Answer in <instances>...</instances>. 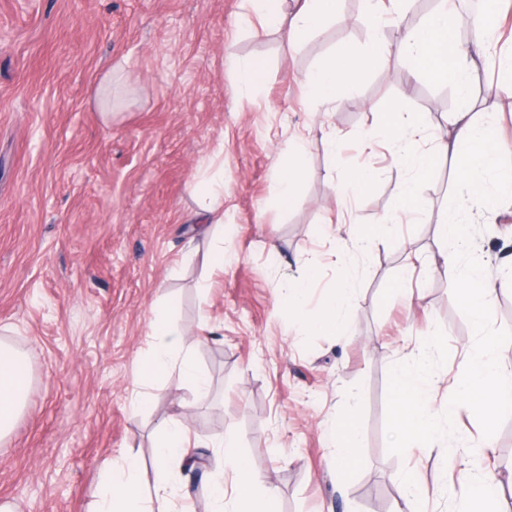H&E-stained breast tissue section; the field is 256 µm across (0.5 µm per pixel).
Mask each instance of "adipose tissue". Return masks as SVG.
Returning <instances> with one entry per match:
<instances>
[{"mask_svg": "<svg viewBox=\"0 0 512 512\" xmlns=\"http://www.w3.org/2000/svg\"><path fill=\"white\" fill-rule=\"evenodd\" d=\"M246 2L250 11L259 18L262 28L283 30L290 40L317 28L335 13L337 5V0H303L289 17L283 11L284 0ZM499 10L500 0H483L481 13L471 21L476 39L473 45L468 46L459 39L463 24L461 16L443 2L410 29L398 45H390L376 36L360 51L348 45L340 47L302 78L305 93L312 102L335 106L353 99L357 81L366 69L381 66L393 57L404 61L416 73L452 83L460 106L448 116L451 138L440 144L438 149L422 150L417 147L413 137L406 133L407 121L401 104L397 102L385 113L382 132L393 160L410 172L399 198V217L417 212L419 186L439 156L445 154L453 158L461 176L462 192L456 210L449 212L438 227L440 271L481 330L486 327L489 300L496 291V281L483 271L467 272L461 268L460 258L469 250L471 243L458 214L467 210L473 198L483 191L494 160L512 150L511 144L498 140L470 110L469 77L474 65L473 53L477 50L485 53L495 51L493 35ZM352 299L349 286L341 285L322 310L306 317V324L326 335L346 334V310ZM151 341L152 352L142 363L136 379L137 408L142 409L149 404L150 384L155 377L166 372L176 358L181 361V380L190 384L199 395L207 394L208 378L191 358V344L170 310H163L152 321ZM30 382L31 371L26 355L0 342V439L11 432L22 412ZM357 437L353 414L338 417L330 427L329 441L338 470L347 471L354 466ZM196 446L184 416L164 423L155 448L160 478L151 487L140 482L134 460L103 461L106 487L95 512H179L172 505L173 491L166 480L168 467L172 462L188 458ZM223 463L224 472L216 473L210 488L216 505L230 504L232 512H273L269 491L262 487L247 457L237 449L234 441H226ZM228 473L233 476V490L229 493L224 490V476Z\"/></svg>", "mask_w": 512, "mask_h": 512, "instance_id": "ef3b65f1", "label": "adipose tissue"}]
</instances>
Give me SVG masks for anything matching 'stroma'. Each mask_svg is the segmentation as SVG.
<instances>
[{"label": "stroma", "mask_w": 512, "mask_h": 512, "mask_svg": "<svg viewBox=\"0 0 512 512\" xmlns=\"http://www.w3.org/2000/svg\"><path fill=\"white\" fill-rule=\"evenodd\" d=\"M363 10V0H340L333 17L291 43L261 30L243 0H0V341L25 354L33 374L0 442V505L92 512L102 461L128 454L153 482L159 428L183 413L198 446L170 479L188 512H214L208 486L228 435L274 491L275 512H397L406 474L427 490V512H457L460 470L422 444L391 454L385 431L391 367L442 329L449 358L426 385L438 404L474 342L437 273V224L458 191L451 160L439 158L422 183L414 219L365 252L352 245L355 230L395 215L409 177L380 137L384 112L400 101L421 148L434 147L448 113L430 104L447 85L393 60L325 113L299 84L340 45L401 41L402 20L375 30ZM243 59L263 66L246 93L235 69ZM476 65L484 79L472 84V110L512 143V102L494 91L497 61ZM297 135L303 177L288 208L280 151ZM362 169L367 189L337 201L338 185ZM218 176L224 188L210 202L224 225L204 235L195 187ZM464 219L474 252L463 268L512 263V222L483 223L477 210ZM219 240L220 270L208 259ZM409 250L423 263L404 276ZM310 266L306 313L351 283L349 335L315 334L289 317L280 290ZM169 304L196 337L209 394L198 398L173 373L155 380L151 405L138 411L134 380L150 323ZM351 402L358 462L342 473L326 430ZM490 443L484 472L504 498L512 418Z\"/></svg>", "instance_id": "obj_1"}]
</instances>
